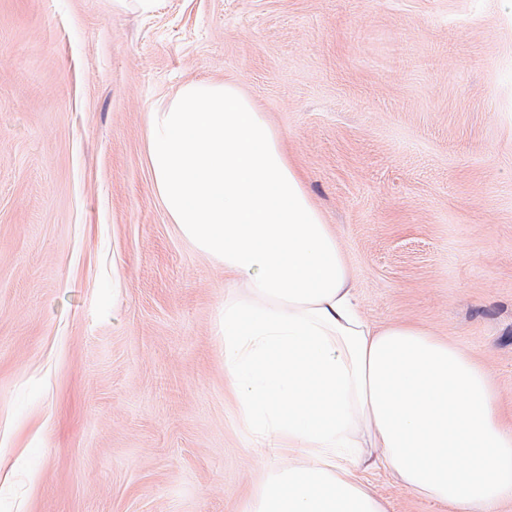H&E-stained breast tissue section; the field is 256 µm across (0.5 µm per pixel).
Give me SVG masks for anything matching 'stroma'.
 Wrapping results in <instances>:
<instances>
[{
  "label": "stroma",
  "instance_id": "stroma-1",
  "mask_svg": "<svg viewBox=\"0 0 512 512\" xmlns=\"http://www.w3.org/2000/svg\"><path fill=\"white\" fill-rule=\"evenodd\" d=\"M237 85L375 326L512 414V27L497 0H0V512H243L272 466L227 392L224 266L161 205L148 117ZM388 512H448L382 466Z\"/></svg>",
  "mask_w": 512,
  "mask_h": 512
}]
</instances>
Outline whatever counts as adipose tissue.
<instances>
[{"instance_id":"1","label":"adipose tissue","mask_w":512,"mask_h":512,"mask_svg":"<svg viewBox=\"0 0 512 512\" xmlns=\"http://www.w3.org/2000/svg\"><path fill=\"white\" fill-rule=\"evenodd\" d=\"M147 158L170 221L236 284L225 375L245 427L278 456L247 512H387L355 475L365 448L448 512L512 506V423L492 372L361 316L335 235L236 85L191 82L157 104Z\"/></svg>"}]
</instances>
